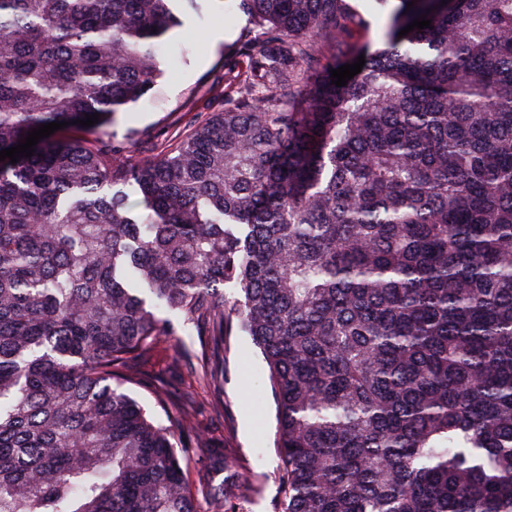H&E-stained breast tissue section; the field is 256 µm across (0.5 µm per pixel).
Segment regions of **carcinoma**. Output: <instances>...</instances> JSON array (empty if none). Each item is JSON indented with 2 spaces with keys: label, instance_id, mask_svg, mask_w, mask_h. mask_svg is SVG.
<instances>
[{
  "label": "carcinoma",
  "instance_id": "carcinoma-1",
  "mask_svg": "<svg viewBox=\"0 0 512 512\" xmlns=\"http://www.w3.org/2000/svg\"><path fill=\"white\" fill-rule=\"evenodd\" d=\"M238 8L230 107L141 161L107 126L169 0H0V151L85 131L0 161V512H242L232 449L131 396L160 309L214 393L260 350L275 512H512V0H398L373 51L348 0Z\"/></svg>",
  "mask_w": 512,
  "mask_h": 512
}]
</instances>
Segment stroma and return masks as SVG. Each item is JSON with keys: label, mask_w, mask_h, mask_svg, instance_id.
Wrapping results in <instances>:
<instances>
[{"label": "stroma", "mask_w": 512, "mask_h": 512, "mask_svg": "<svg viewBox=\"0 0 512 512\" xmlns=\"http://www.w3.org/2000/svg\"><path fill=\"white\" fill-rule=\"evenodd\" d=\"M238 0H204L201 11L187 8L185 0H171L180 24L165 38L158 56L162 72L155 86L137 103L119 112L110 127L115 139H134L135 155L148 158L160 143H171L190 132L195 122L223 109L217 89L228 66L240 61L251 35L249 22L237 8ZM169 335L155 363L158 383L173 402L190 405L198 428L207 436L224 438L242 466L254 476L255 491L245 512H274L279 499L275 437V403L263 386L264 362L260 350L244 333L234 332L224 352V403L196 384L173 380L169 365L187 370L201 353L196 332L183 330L168 311Z\"/></svg>", "instance_id": "35a3bbf8"}]
</instances>
